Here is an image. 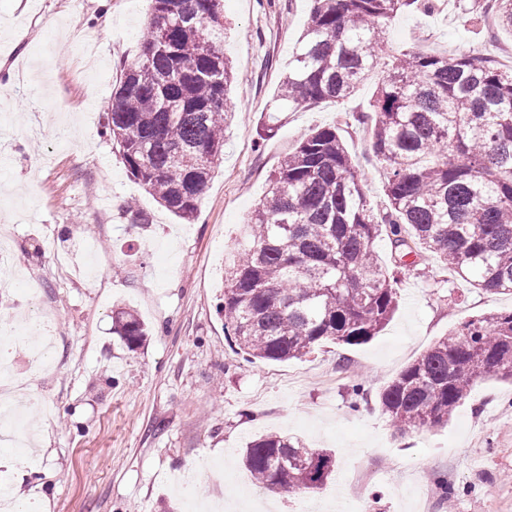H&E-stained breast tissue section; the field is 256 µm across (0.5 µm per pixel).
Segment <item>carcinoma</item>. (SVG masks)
Instances as JSON below:
<instances>
[{"label": "carcinoma", "instance_id": "carcinoma-1", "mask_svg": "<svg viewBox=\"0 0 512 512\" xmlns=\"http://www.w3.org/2000/svg\"><path fill=\"white\" fill-rule=\"evenodd\" d=\"M223 0H152L137 58L123 65L104 133L130 174L190 222L234 119ZM412 0H312L269 130L280 113L349 98L383 59L381 34ZM512 31V0H473ZM358 116L385 172L374 205L334 127L313 129L280 163L241 228L224 277V333L246 361L283 362L326 342L358 345L397 307L400 276L430 254L476 288L512 295V70L483 52L406 51ZM386 234L393 266L372 243ZM129 347L149 330L112 316ZM486 379L512 380V311L473 317L377 393L401 433L443 426ZM250 477L277 494L314 495L334 472L331 450L266 434L243 450Z\"/></svg>", "mask_w": 512, "mask_h": 512}]
</instances>
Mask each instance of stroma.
Returning a JSON list of instances; mask_svg holds the SVG:
<instances>
[{
    "label": "stroma",
    "instance_id": "1",
    "mask_svg": "<svg viewBox=\"0 0 512 512\" xmlns=\"http://www.w3.org/2000/svg\"><path fill=\"white\" fill-rule=\"evenodd\" d=\"M311 0H224L232 24L224 52L234 67L230 101L240 118L184 222L128 173L102 133L122 64L138 53L150 0H0V225L21 280L0 284V318L54 312L56 367L36 386L52 408L42 422L35 470L0 445V483L36 499L39 512H195L188 485L213 499L253 497L267 512H304L315 497L275 494L242 464L246 444L267 433L296 436L336 454L322 492L327 512H346L353 462L376 473L370 512H512V383H477L447 426L399 434L378 390L461 322L512 310V295L473 287L436 259L402 276L399 305L365 344L326 343L285 362H245L224 334V264L280 159L313 128L338 126L372 203L383 174L367 129L382 69L350 99L283 115L266 113L306 26ZM512 33L471 24L457 0L399 11L384 50H483L502 55ZM145 223H137V215ZM98 274L84 272L86 240ZM134 309L152 330L137 348L112 332V312ZM369 392L358 401L354 383ZM454 497L442 507L436 479Z\"/></svg>",
    "mask_w": 512,
    "mask_h": 512
}]
</instances>
